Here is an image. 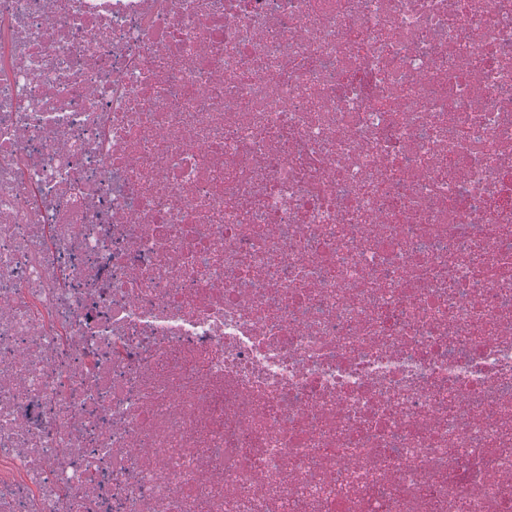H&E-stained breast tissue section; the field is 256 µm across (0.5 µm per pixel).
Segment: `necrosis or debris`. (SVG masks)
I'll use <instances>...</instances> for the list:
<instances>
[{
  "label": "necrosis or debris",
  "instance_id": "obj_1",
  "mask_svg": "<svg viewBox=\"0 0 512 512\" xmlns=\"http://www.w3.org/2000/svg\"><path fill=\"white\" fill-rule=\"evenodd\" d=\"M0 512H512V0H0Z\"/></svg>",
  "mask_w": 512,
  "mask_h": 512
}]
</instances>
